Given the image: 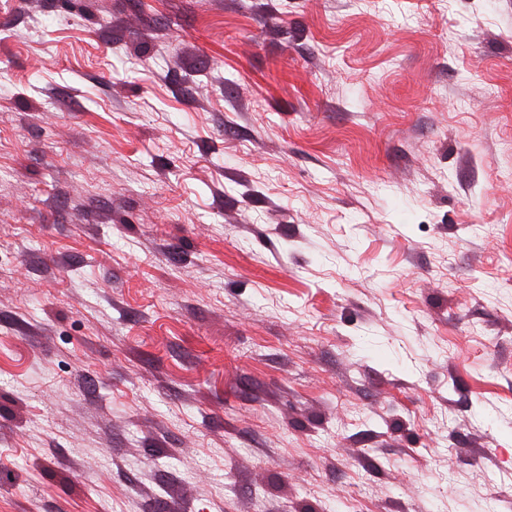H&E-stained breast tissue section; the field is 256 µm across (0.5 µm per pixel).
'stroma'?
I'll list each match as a JSON object with an SVG mask.
<instances>
[{
	"label": "stroma",
	"mask_w": 512,
	"mask_h": 512,
	"mask_svg": "<svg viewBox=\"0 0 512 512\" xmlns=\"http://www.w3.org/2000/svg\"><path fill=\"white\" fill-rule=\"evenodd\" d=\"M0 512H512V0H0Z\"/></svg>",
	"instance_id": "obj_1"
}]
</instances>
